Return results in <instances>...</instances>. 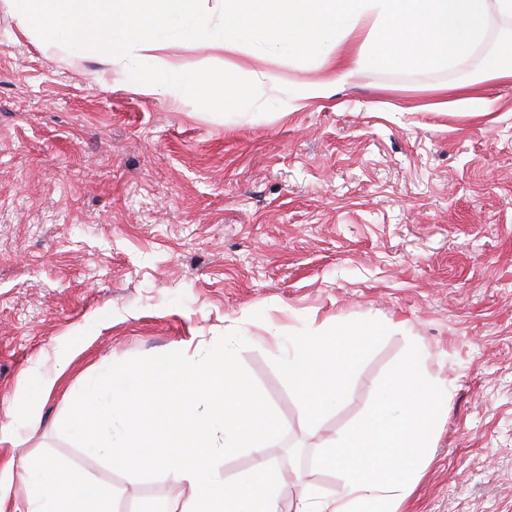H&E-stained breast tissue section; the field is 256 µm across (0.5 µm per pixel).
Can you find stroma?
I'll return each instance as SVG.
<instances>
[{"mask_svg":"<svg viewBox=\"0 0 512 512\" xmlns=\"http://www.w3.org/2000/svg\"><path fill=\"white\" fill-rule=\"evenodd\" d=\"M0 16V472L23 512L22 461L48 457L140 502L186 494L130 481L52 434L101 364L189 352L248 331L240 361L277 409V444L222 462L276 463L280 506L303 483L336 493L316 438L272 366L277 336L307 321L400 324L382 337L321 431L371 401L416 337L448 382L430 462L401 512H512V80L454 89L456 73L385 67L275 114L177 111L159 95L93 83L88 62L15 44ZM284 83L334 67L268 58ZM479 104H468V96ZM67 366L22 411L36 374Z\"/></svg>","mask_w":512,"mask_h":512,"instance_id":"stroma-1","label":"stroma"}]
</instances>
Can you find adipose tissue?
I'll use <instances>...</instances> for the list:
<instances>
[{"mask_svg":"<svg viewBox=\"0 0 512 512\" xmlns=\"http://www.w3.org/2000/svg\"><path fill=\"white\" fill-rule=\"evenodd\" d=\"M0 15L13 24V41L42 46L47 29L67 51L97 62L92 80L111 77L146 95L167 97L174 109L220 111L225 101L267 112L282 101L323 97L331 84H351L381 63L407 76L456 69L464 52L495 37L497 49L480 75L462 74L471 88L512 78V0H0ZM373 33L361 53H347L363 26ZM200 46L246 50L261 61L270 54L326 61L336 51L332 80L281 86L264 72L240 75L200 71L184 56ZM381 326L336 323L300 326L278 337L269 355L297 394L310 432L350 391ZM27 512H55L58 500L73 512L94 496L113 497L111 485L59 476V464L35 458L23 466Z\"/></svg>","mask_w":512,"mask_h":512,"instance_id":"ef3b65f1","label":"adipose tissue"}]
</instances>
